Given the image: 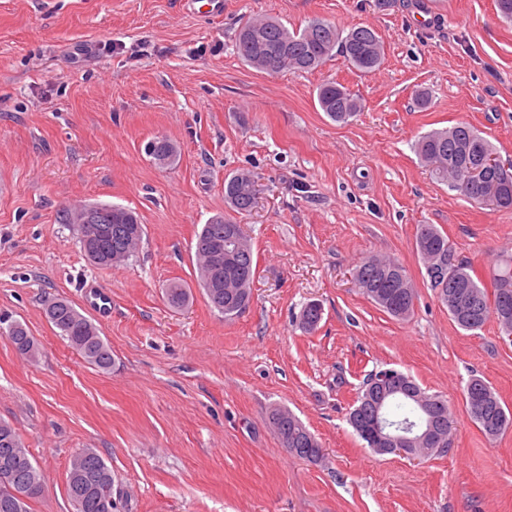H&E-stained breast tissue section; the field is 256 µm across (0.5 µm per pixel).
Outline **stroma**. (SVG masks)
Returning <instances> with one entry per match:
<instances>
[{
    "label": "stroma",
    "mask_w": 512,
    "mask_h": 512,
    "mask_svg": "<svg viewBox=\"0 0 512 512\" xmlns=\"http://www.w3.org/2000/svg\"><path fill=\"white\" fill-rule=\"evenodd\" d=\"M223 2L214 15L206 0H0V314L39 344L31 360L0 335V421L42 476L30 512H74L66 477L83 448L112 470L113 512H512V428L487 438L463 396L475 375L512 410V339L492 320L456 327L415 241L418 225H436L486 283L512 255V210L468 201L413 150L466 122L512 162V22L495 0ZM250 17L370 27L385 60L365 76L340 58L261 73L234 50ZM329 80L363 104L349 123L318 107ZM157 136L178 146L175 167L146 156ZM240 170L258 189L236 217L258 272L249 307L227 320L197 284L194 245ZM85 202L138 214L146 233L125 264L91 265L61 223ZM370 255L406 268L408 319L354 287ZM175 281L192 291L178 310L165 297ZM92 291L109 296L105 313ZM48 296L99 327L109 371L58 336ZM313 301L323 316L307 333L297 318ZM385 368L447 400L446 452L379 455L353 432L349 410ZM276 407L315 435L321 462L283 447Z\"/></svg>",
    "instance_id": "obj_1"
}]
</instances>
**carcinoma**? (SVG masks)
<instances>
[{
    "instance_id": "carcinoma-1",
    "label": "carcinoma",
    "mask_w": 512,
    "mask_h": 512,
    "mask_svg": "<svg viewBox=\"0 0 512 512\" xmlns=\"http://www.w3.org/2000/svg\"><path fill=\"white\" fill-rule=\"evenodd\" d=\"M235 50L241 61L268 74L284 71L311 72L336 55L344 58L356 71L369 74L384 62L382 37L369 27L341 30L335 24L314 19L304 29H289L282 22L266 18L247 20L238 28ZM317 102L321 111L336 122H346L361 111V102L346 87L334 81L320 85ZM155 146L146 151L153 163L161 168L170 167L177 160V147L168 138H153ZM477 145L483 155L484 175L498 181L504 193L497 203L491 204L476 197L470 188L465 170L464 145ZM415 152L434 178L464 198L493 210L512 209V163L504 164L493 144L481 132L466 122L435 129L419 137ZM256 194L254 182L244 172L224 179V204L229 210L243 214L253 208ZM94 215L103 224L123 227V235L91 238L93 225L87 218ZM62 222L74 225L85 256L101 268H111L129 259L143 241L144 228L133 211L116 204H84L64 211ZM224 233V248L235 252L234 262L224 264V287H212L208 257L203 243L212 235ZM416 248L421 255L428 286L443 303H448V286L464 283L478 299V307L461 305L463 316L450 313L452 320L465 331H477L495 319L501 331L512 336V314L502 315L497 310V287L512 285V257L492 273V291L475 276L471 264L457 255L448 237L433 224H422L416 235ZM195 256L199 284L204 288L209 305L226 318L242 312L248 305L251 284L257 272V263L251 244L242 225L224 215H217L202 225L195 243ZM355 285L363 295L394 318H408L414 308L415 286L405 267L391 258L370 256L356 265L353 271ZM168 304L173 308L184 306L189 300L188 289L173 285L165 291ZM44 314L57 333L91 366L107 371L112 367V349L104 341L99 328L68 300L48 298L44 301ZM5 336L22 356L35 357L38 343L23 323L13 321L7 325ZM372 377L363 381L356 405L349 412L348 422L360 438L367 442L365 421L376 410L377 397L371 388ZM417 395L427 406L439 410L443 429L450 433L453 424L448 401L435 394L416 388ZM465 403L472 420L486 437L495 438L512 427V413L500 397L480 377H473L466 386ZM419 410L410 403L391 405L381 418L382 424L394 432H409L416 427ZM270 423L283 447L309 463L316 464L323 457V448L303 422L291 411L276 408ZM22 443L7 423L0 422V457L19 451L24 462L13 468L11 475L0 468V512H29V502L42 494V484L28 483L30 472L36 467L28 452L20 450ZM19 484L28 485L27 500L17 505L5 499V489ZM66 491L75 512H112V470L94 448L81 449L71 460Z\"/></svg>"
}]
</instances>
